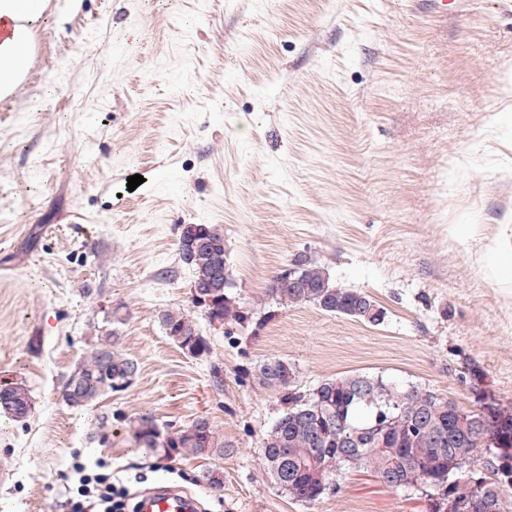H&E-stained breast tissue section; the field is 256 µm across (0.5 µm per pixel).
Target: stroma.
<instances>
[{"mask_svg": "<svg viewBox=\"0 0 512 512\" xmlns=\"http://www.w3.org/2000/svg\"><path fill=\"white\" fill-rule=\"evenodd\" d=\"M20 93L0 101V512H67L75 462L138 493L170 481L203 512H429L421 490L353 471L306 504L261 463L281 394L366 374L473 408L469 369L512 406V287L473 243L512 225V0H47ZM144 181L128 189L127 179ZM224 233L232 293L258 332L191 302L179 228ZM307 255L383 308L373 326L267 288ZM193 315L209 357L158 316ZM133 383L84 409L62 399L112 315ZM207 417L220 457L152 453L131 418ZM218 466L224 487L199 476ZM0 414L10 417L15 421H19L28 417L15 414L10 410L11 405H25L32 400L30 390L23 383H14L7 390L0 392Z\"/></svg>", "mask_w": 512, "mask_h": 512, "instance_id": "1", "label": "stroma"}]
</instances>
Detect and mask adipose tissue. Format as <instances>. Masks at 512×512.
Returning <instances> with one entry per match:
<instances>
[{
	"label": "adipose tissue",
	"mask_w": 512,
	"mask_h": 512,
	"mask_svg": "<svg viewBox=\"0 0 512 512\" xmlns=\"http://www.w3.org/2000/svg\"><path fill=\"white\" fill-rule=\"evenodd\" d=\"M45 11V0H0V99L21 89Z\"/></svg>",
	"instance_id": "adipose-tissue-1"
}]
</instances>
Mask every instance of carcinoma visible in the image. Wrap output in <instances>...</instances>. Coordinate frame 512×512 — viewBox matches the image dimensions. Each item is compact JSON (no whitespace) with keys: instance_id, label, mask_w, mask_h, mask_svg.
<instances>
[{"instance_id":"obj_1","label":"carcinoma","mask_w":512,"mask_h":512,"mask_svg":"<svg viewBox=\"0 0 512 512\" xmlns=\"http://www.w3.org/2000/svg\"><path fill=\"white\" fill-rule=\"evenodd\" d=\"M204 243L190 247L178 242L182 262L192 272V284L204 293L215 284L226 295L220 317L236 323L248 314L229 291L224 234L204 224ZM277 304L288 307L312 304L323 312L377 325L370 316L376 303L360 291L330 282L325 269L300 255L278 273L268 288ZM159 322L165 335L184 354L198 350L210 354V342L197 322L181 311L167 310ZM118 334L110 329L96 336L82 369L79 399L71 401V384L62 397L72 407H88L138 371L137 361L115 349ZM263 385L281 392L282 411L263 442L262 459L271 480L289 497L311 504L325 490L338 488L352 471L372 473L392 489L415 486L431 490V512H441L439 500L456 495L468 510L504 512L503 489L512 485V406L499 403L483 386L484 375L472 372L476 407L464 409L419 386L402 385L366 374L326 379L305 393L294 390L296 368L270 358L256 372ZM31 400L23 383L0 392V414L15 421L23 416L11 410ZM157 426L150 415L130 424L141 447L165 455L209 457L224 455V439L204 416L179 429L175 435H149Z\"/></svg>"}]
</instances>
